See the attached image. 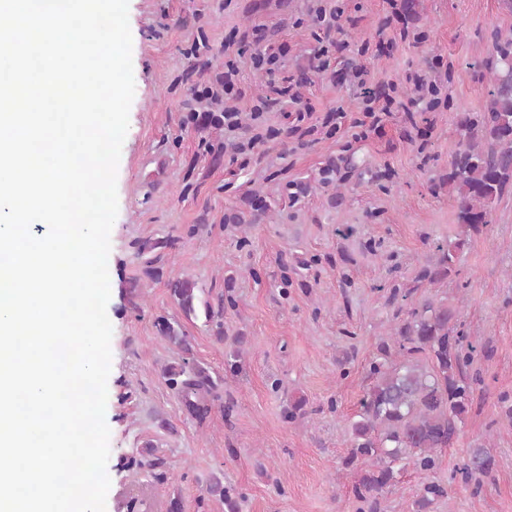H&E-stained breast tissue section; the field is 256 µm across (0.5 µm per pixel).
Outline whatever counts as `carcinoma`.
<instances>
[{"label":"carcinoma","mask_w":512,"mask_h":512,"mask_svg":"<svg viewBox=\"0 0 512 512\" xmlns=\"http://www.w3.org/2000/svg\"><path fill=\"white\" fill-rule=\"evenodd\" d=\"M490 83L486 112L476 118L465 113L456 124L458 148L447 182L459 202V233L434 245L436 260L420 268L418 282L448 278L472 235L492 222L495 200L512 189V50L500 49ZM247 205L249 215L238 211L224 223L249 228L268 217V207L257 208L250 200ZM167 286L185 315L196 314L199 288L193 279L175 278ZM459 321L457 307L426 300L394 322L370 365L371 382L348 425L345 459L348 467H365L354 494L369 503L370 512H380L379 498L406 464L433 468L437 452L453 443L473 409L476 379L467 367L480 343L458 330ZM158 326L165 341L188 351L185 332L165 319ZM163 374L191 415L202 417L209 411L213 383L203 367L184 360L166 367ZM493 465L486 447L476 444L460 473L467 480L489 473ZM209 493L224 503V512H240L238 499L221 479H213ZM445 494L440 485L425 487L414 501V512H432L435 498Z\"/></svg>","instance_id":"1"}]
</instances>
